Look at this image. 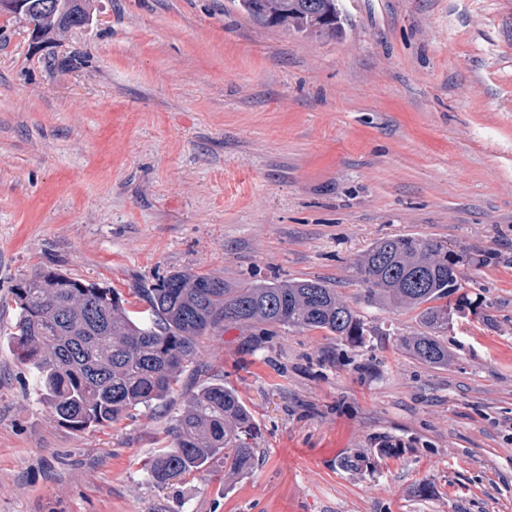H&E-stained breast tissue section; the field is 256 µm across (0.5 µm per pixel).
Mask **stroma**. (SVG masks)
<instances>
[{"label":"stroma","instance_id":"stroma-1","mask_svg":"<svg viewBox=\"0 0 512 512\" xmlns=\"http://www.w3.org/2000/svg\"><path fill=\"white\" fill-rule=\"evenodd\" d=\"M346 38L228 0H95L56 42L0 14V512H512V0H346ZM432 238L472 308L435 367L367 302L380 239ZM113 288L179 272L319 278L364 318L226 326L167 405L76 431L8 332L40 269ZM223 380L255 459L156 483L189 396Z\"/></svg>","mask_w":512,"mask_h":512}]
</instances>
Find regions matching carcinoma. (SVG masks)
Instances as JSON below:
<instances>
[{"label": "carcinoma", "mask_w": 512, "mask_h": 512, "mask_svg": "<svg viewBox=\"0 0 512 512\" xmlns=\"http://www.w3.org/2000/svg\"><path fill=\"white\" fill-rule=\"evenodd\" d=\"M0 0V12L56 37L87 25L91 0L60 24L63 0H30L27 13ZM260 25L281 24L301 38L341 40L350 27L342 0H230ZM458 261L432 239L383 238L360 260L367 298L418 311L423 331L403 339L406 351L432 366L448 364L440 333L466 305L450 301ZM133 293L147 303L136 317L111 288L40 270L12 289L13 351L31 366L44 402L59 421L82 431L112 424L141 408L161 407L193 364L200 338L233 324L326 331L353 346L366 343L362 316L321 279L230 284L223 278L177 272ZM253 418L237 392L222 382L202 387L177 416L170 445L149 458L154 479L167 481L217 459L232 474L249 469Z\"/></svg>", "instance_id": "cac0c4a2"}]
</instances>
